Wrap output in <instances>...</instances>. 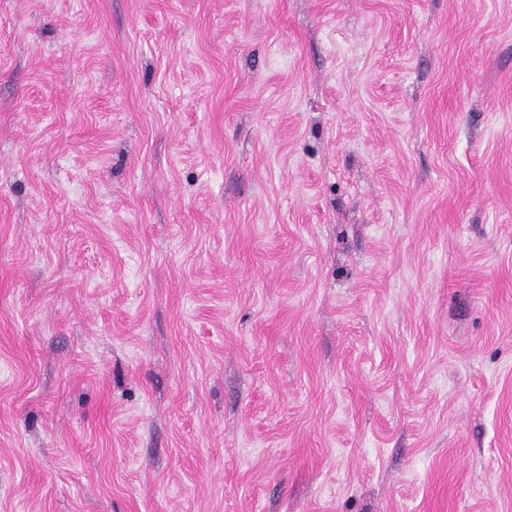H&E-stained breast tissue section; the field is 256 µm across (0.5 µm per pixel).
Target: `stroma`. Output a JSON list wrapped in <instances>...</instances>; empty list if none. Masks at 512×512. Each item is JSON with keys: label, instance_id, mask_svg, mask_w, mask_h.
<instances>
[{"label": "stroma", "instance_id": "35a3bbf8", "mask_svg": "<svg viewBox=\"0 0 512 512\" xmlns=\"http://www.w3.org/2000/svg\"><path fill=\"white\" fill-rule=\"evenodd\" d=\"M0 512H512V0H0Z\"/></svg>", "mask_w": 512, "mask_h": 512}]
</instances>
